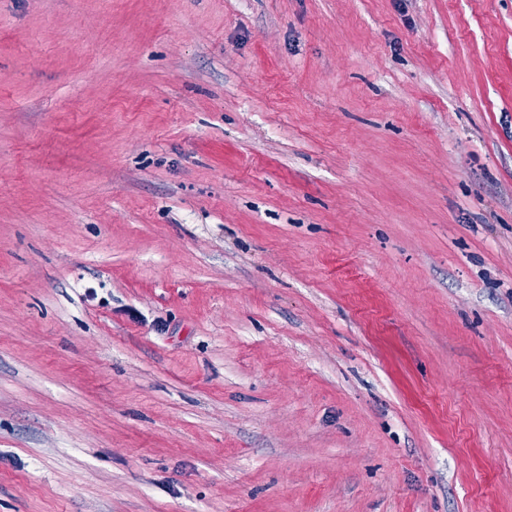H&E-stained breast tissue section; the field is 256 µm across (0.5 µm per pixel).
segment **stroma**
Masks as SVG:
<instances>
[{
	"instance_id": "obj_1",
	"label": "stroma",
	"mask_w": 512,
	"mask_h": 512,
	"mask_svg": "<svg viewBox=\"0 0 512 512\" xmlns=\"http://www.w3.org/2000/svg\"><path fill=\"white\" fill-rule=\"evenodd\" d=\"M0 512H512V0H0Z\"/></svg>"
}]
</instances>
